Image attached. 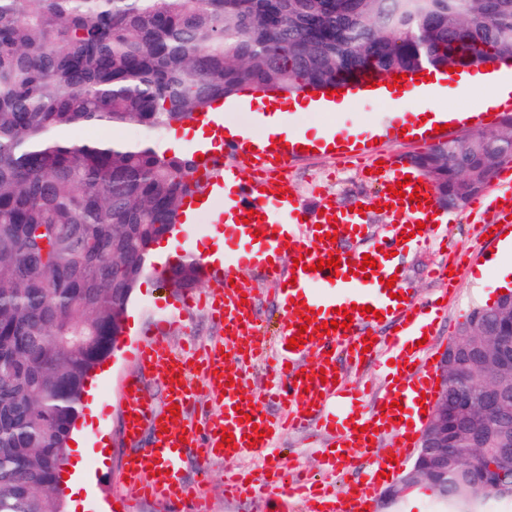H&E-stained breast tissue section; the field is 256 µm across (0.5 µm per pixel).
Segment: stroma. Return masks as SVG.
Segmentation results:
<instances>
[{"mask_svg":"<svg viewBox=\"0 0 512 512\" xmlns=\"http://www.w3.org/2000/svg\"><path fill=\"white\" fill-rule=\"evenodd\" d=\"M283 106L284 102L279 97L268 99L262 108L247 107L231 99L225 103L224 120L261 137L266 133L265 111L274 112ZM285 118L290 130L310 139L325 131H341L355 139L369 137L375 141L369 153L310 152L292 158L285 170L288 189L307 208L325 199L337 209H349L357 199H367L374 194L377 184L368 171L374 166L377 155L383 154L403 163L409 155L426 149L420 140L402 135L397 116L372 96H356L342 112L286 111ZM511 188L508 183L494 180L483 194L486 201L484 210L469 205L460 210L446 211L445 222L432 229L437 239L433 247L408 248L398 255L405 280L419 301H430L443 294L448 297V305L439 311L433 328V354H440L449 341L454 340L460 324L475 307L492 301L498 287L512 280V267L501 274L477 262L464 268L458 264L460 257L466 255L477 258L496 252V244L484 238L482 227L492 222L496 202ZM223 208V200H216L210 208L199 213L195 223L179 227L175 257L195 254L210 243L212 232L219 227ZM453 263L459 267L456 282L431 276V269ZM237 274L252 294L257 323L268 334H277L282 314L277 308L272 285L265 282L256 269L248 266L239 267ZM187 297V291L165 287L152 274L143 278L136 288L126 312V341L110 355L105 366L97 368L93 374L102 409L97 417L92 418L93 433L85 437L86 449L77 458V476L84 489L76 512H113L116 501L130 494L123 483L122 464L133 448L121 436V420L126 406L124 384L140 375L134 357L135 348L159 332L166 336L177 352L187 346L203 349L223 340L224 329L212 319L208 309L187 307ZM389 359V354L384 352L358 370L344 363L339 366L345 382L363 387L365 408L374 407L384 395L381 375ZM105 439L109 440L112 450L103 460L99 458L98 450ZM325 440L324 431L309 427L284 432L275 445L281 449L285 466L291 472L309 476L328 490L338 491L346 481L359 479L362 472L357 469L344 476L325 470L319 454ZM262 470V461L252 456L229 464L212 462L204 474L200 473L194 455H186L182 462L184 481L206 497L207 512H265V501L259 494L251 492L236 500L224 496L225 474L259 473Z\"/></svg>","mask_w":512,"mask_h":512,"instance_id":"1","label":"stroma"}]
</instances>
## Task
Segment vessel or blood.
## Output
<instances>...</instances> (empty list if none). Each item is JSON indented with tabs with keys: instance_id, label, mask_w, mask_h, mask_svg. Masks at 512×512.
I'll list each match as a JSON object with an SVG mask.
<instances>
[{
	"instance_id": "vessel-or-blood-1",
	"label": "vessel or blood",
	"mask_w": 512,
	"mask_h": 512,
	"mask_svg": "<svg viewBox=\"0 0 512 512\" xmlns=\"http://www.w3.org/2000/svg\"><path fill=\"white\" fill-rule=\"evenodd\" d=\"M229 151L244 160L264 163L267 169L279 170L287 160L288 151L274 147L251 152L246 142L228 143ZM379 178L382 189L374 204L386 207L392 226L369 252H352L343 248L347 239L364 235L360 212H343L320 202L318 209L307 211L291 199L287 186L263 188L261 181L239 179L232 196L234 208L241 217H248L250 228L230 234L233 242L244 243L242 251L228 259L224 277L213 280L210 289L199 295L198 302L207 307L217 321L225 326L223 344L205 352L186 350L173 354L165 336L155 335L136 350L140 366L147 371H160L166 391L167 406L156 409L145 396L138 380L126 385L128 425L123 434L127 443L134 444L144 430H151L149 447L127 456L124 475L135 498H150L175 506L190 501L194 512H204V501L184 482L179 463L185 449H195L201 464L213 460L233 461L242 456L265 453L273 433L284 428L307 427L316 423L330 431L329 447L323 448L328 467L350 468L362 459H371L379 436L394 433L398 445L413 450L417 433L409 427L422 394L432 393V369L426 364L423 336L429 335L432 313L438 304H418L404 280L395 276L389 253L402 244L412 247L425 245L429 232H417L416 225L433 218L437 204L429 183L419 188L405 187L404 197H397L390 188L404 180L405 174L391 160H384ZM419 200H412V192ZM287 237H280V230ZM266 232L264 246H257L254 231ZM408 232L409 241H402L401 232ZM287 248L289 257L303 258V266L281 270L272 257L262 256V248ZM375 259V268L362 271L364 255ZM340 258L337 269L317 268L318 260ZM242 265L259 266L263 277L276 287L283 312V326L275 339L256 331L248 316L249 308L241 302L243 289L234 283V268ZM394 286H387V279ZM367 307V314H355L350 327H343V313L352 306ZM339 322V329L321 333L325 321ZM393 325L385 346L397 350V363L386 378V409L364 411L358 398L345 382L336 381L337 357H344L351 366H359L368 331L378 323ZM303 335L301 348L289 349L292 336ZM315 355L313 367H304L308 355ZM269 359L268 387L264 396L246 395V375L261 359ZM206 379L218 406L203 424L187 421L186 414L197 398L196 379ZM282 408V416L268 412L269 403ZM179 412H172V405ZM233 435L223 442V432ZM377 474L364 482L348 483L336 496H328L298 485L288 476L282 461L268 465L262 481L273 488L266 512H278L280 501L305 495L310 512H366L374 505L380 490L386 485L387 474L396 473L397 464L387 459L377 460Z\"/></svg>"
}]
</instances>
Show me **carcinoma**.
<instances>
[{"label": "carcinoma", "instance_id": "cac0c4a2", "mask_svg": "<svg viewBox=\"0 0 512 512\" xmlns=\"http://www.w3.org/2000/svg\"><path fill=\"white\" fill-rule=\"evenodd\" d=\"M512 59V0H0V512H64L61 462L85 382L155 242L207 183L156 139L243 89L323 91ZM135 127L137 143L74 141ZM512 163V120L410 156L460 207ZM202 264L171 278L191 291ZM469 392L492 375L469 365ZM460 464L426 480L439 512L512 499V462L448 425ZM498 466L496 492L476 472Z\"/></svg>", "mask_w": 512, "mask_h": 512}]
</instances>
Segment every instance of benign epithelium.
<instances>
[{"mask_svg": "<svg viewBox=\"0 0 512 512\" xmlns=\"http://www.w3.org/2000/svg\"><path fill=\"white\" fill-rule=\"evenodd\" d=\"M489 307L494 314L512 316V290L498 295ZM462 360L477 361L494 371L493 380L482 388L476 399L448 396V382H467L459 370ZM433 378L440 379L434 403L419 432L415 460L399 479L401 485L408 479L417 482L428 473L448 469V420L466 417L479 439L493 435L503 427L499 406L502 395L512 385V351L498 346L495 361L492 362L488 347L480 341H452L435 360Z\"/></svg>", "mask_w": 512, "mask_h": 512, "instance_id": "benign-epithelium-1", "label": "benign epithelium"}]
</instances>
